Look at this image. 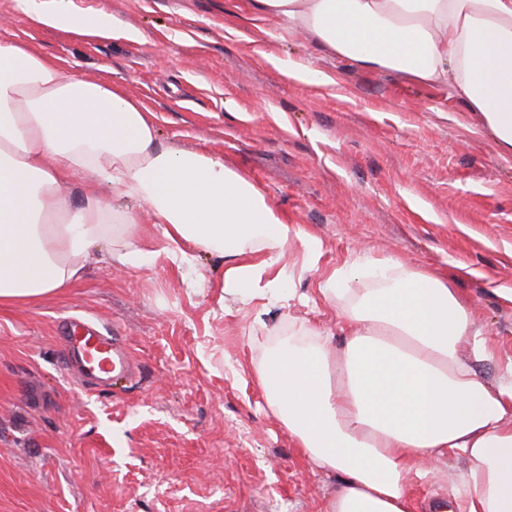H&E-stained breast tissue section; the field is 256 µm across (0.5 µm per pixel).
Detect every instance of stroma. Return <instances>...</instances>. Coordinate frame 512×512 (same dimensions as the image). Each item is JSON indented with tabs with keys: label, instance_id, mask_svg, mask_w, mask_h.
<instances>
[{
	"label": "stroma",
	"instance_id": "35a3bbf8",
	"mask_svg": "<svg viewBox=\"0 0 512 512\" xmlns=\"http://www.w3.org/2000/svg\"><path fill=\"white\" fill-rule=\"evenodd\" d=\"M65 3L111 15V37L35 27L22 0H0V40L122 84L155 113L160 145L224 159L324 252L310 268L299 244L284 251L283 303L225 295L212 252L123 269L102 247L78 285L0 308V512H324L339 476L296 448L255 368L288 338L335 327L319 285L358 252L448 278L495 344L474 368L497 382L512 362V157L449 85L358 70L253 19L247 0ZM298 64L317 82L296 80ZM68 315L119 333L134 378L80 386L62 356ZM466 467L451 455L409 478L415 512L454 499Z\"/></svg>",
	"mask_w": 512,
	"mask_h": 512
}]
</instances>
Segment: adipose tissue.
<instances>
[{"label": "adipose tissue", "mask_w": 512, "mask_h": 512, "mask_svg": "<svg viewBox=\"0 0 512 512\" xmlns=\"http://www.w3.org/2000/svg\"><path fill=\"white\" fill-rule=\"evenodd\" d=\"M248 8L359 69L451 83L499 155L512 156V0ZM27 14L84 37L112 30L106 15H75L63 0H29ZM75 179L80 205L64 194ZM145 221L160 230L161 253L140 247ZM293 241L318 263L320 237L288 223L223 159L159 147L154 112L121 85L75 78L59 57L0 40V308L75 286L102 246L126 268L220 252L225 294L248 288L274 300L286 278L278 259ZM319 293L336 310V332L274 348L255 373L296 447L338 474L325 512H413L408 477L451 452L469 461L457 512H512V365L494 383L473 369L494 347L448 279L359 253Z\"/></svg>", "instance_id": "1"}]
</instances>
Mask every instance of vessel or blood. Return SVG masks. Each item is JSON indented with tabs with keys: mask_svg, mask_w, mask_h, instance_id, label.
Listing matches in <instances>:
<instances>
[{
	"mask_svg": "<svg viewBox=\"0 0 512 512\" xmlns=\"http://www.w3.org/2000/svg\"><path fill=\"white\" fill-rule=\"evenodd\" d=\"M65 355L80 368L84 385L102 390L113 376L128 377L131 363L122 340L107 328L73 317L61 328Z\"/></svg>",
	"mask_w": 512,
	"mask_h": 512,
	"instance_id": "obj_1",
	"label": "vessel or blood"
}]
</instances>
